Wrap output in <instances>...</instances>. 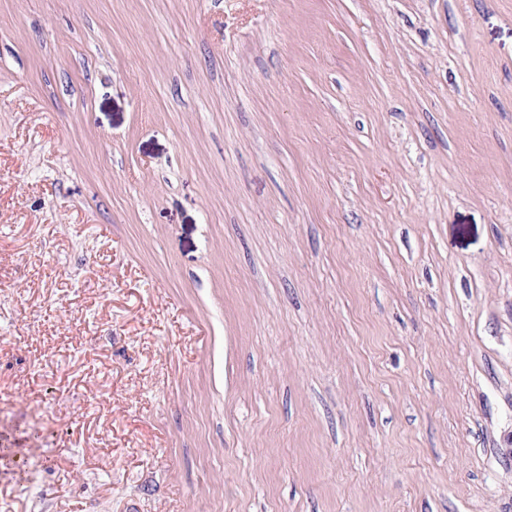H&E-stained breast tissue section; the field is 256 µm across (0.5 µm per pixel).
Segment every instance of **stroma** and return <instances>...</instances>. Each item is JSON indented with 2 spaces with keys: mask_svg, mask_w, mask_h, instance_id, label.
<instances>
[{
  "mask_svg": "<svg viewBox=\"0 0 512 512\" xmlns=\"http://www.w3.org/2000/svg\"><path fill=\"white\" fill-rule=\"evenodd\" d=\"M0 512H512V0H0Z\"/></svg>",
  "mask_w": 512,
  "mask_h": 512,
  "instance_id": "35a3bbf8",
  "label": "stroma"
}]
</instances>
